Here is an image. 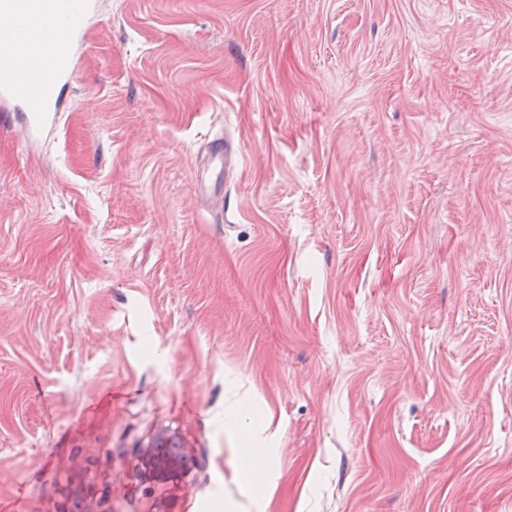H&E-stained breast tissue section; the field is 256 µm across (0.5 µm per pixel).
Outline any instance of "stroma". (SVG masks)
Segmentation results:
<instances>
[{"label":"stroma","instance_id":"stroma-1","mask_svg":"<svg viewBox=\"0 0 512 512\" xmlns=\"http://www.w3.org/2000/svg\"><path fill=\"white\" fill-rule=\"evenodd\" d=\"M95 2L0 130V508L256 512L234 388L267 512H512V0ZM238 153V146L235 141L227 135L223 138H215L210 142V150L207 166L213 172H216V179L206 184L203 181V174L196 175V184L198 190L212 199L213 203L218 207L219 212L224 211V191H220V176L224 173V181L226 183V172L230 164L234 161ZM251 415L247 404L242 400H229L224 409V433L232 438L240 439L238 448L237 471L241 483L248 489H253L263 474L270 472L274 463L270 455L262 451L243 450L251 448L249 443L255 440L254 433L245 440L241 437L250 432ZM149 448L143 456V465L152 469L154 475L162 476L174 469V466L184 458L182 448H164L154 446Z\"/></svg>","mask_w":512,"mask_h":512}]
</instances>
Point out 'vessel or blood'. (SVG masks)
<instances>
[{
	"label": "vessel or blood",
	"instance_id": "1",
	"mask_svg": "<svg viewBox=\"0 0 512 512\" xmlns=\"http://www.w3.org/2000/svg\"><path fill=\"white\" fill-rule=\"evenodd\" d=\"M94 9V0H0L1 128L31 139L62 111L74 48ZM237 153L232 138L213 139L207 166L225 173Z\"/></svg>",
	"mask_w": 512,
	"mask_h": 512
}]
</instances>
